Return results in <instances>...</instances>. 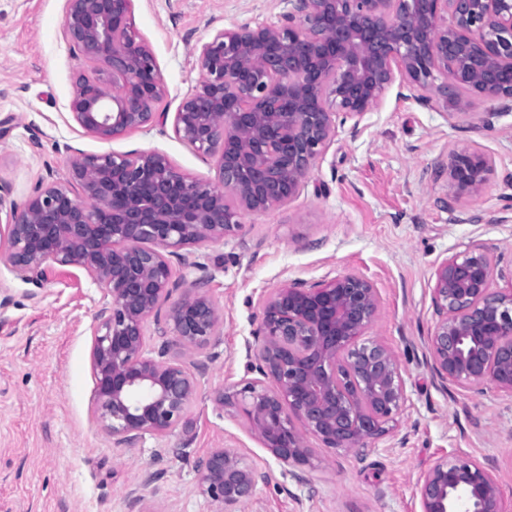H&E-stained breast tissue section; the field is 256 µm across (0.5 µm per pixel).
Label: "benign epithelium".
I'll return each mask as SVG.
<instances>
[{
	"label": "benign epithelium",
	"instance_id": "1",
	"mask_svg": "<svg viewBox=\"0 0 512 512\" xmlns=\"http://www.w3.org/2000/svg\"><path fill=\"white\" fill-rule=\"evenodd\" d=\"M275 22L247 21L194 46L204 72L174 113L175 133L218 156L221 187L175 170L159 152L82 155L64 182L10 205L0 224V263L25 281L73 267L104 288L91 352L97 419L113 447L166 437L187 420L206 371L196 358L223 317L195 281L166 311L172 339L155 354L147 327L180 283L168 256L238 234L243 211L297 198L335 140L337 122L364 115L401 79L440 111L466 113L472 99L501 103L484 125L512 112V0H285ZM64 36L87 68L69 110L104 140L164 123L167 93L151 47L134 30V0H66ZM452 209L481 196L493 159L473 144L448 150ZM81 188L83 198L69 187ZM490 249L474 242L434 266L436 322L429 365L442 384L512 398V285L494 287ZM259 345L247 376L214 395L244 412L251 433L281 467L307 484L309 439L364 461L408 407L395 351L368 330L378 293L366 277L295 280L261 302ZM178 348L173 353L172 348ZM212 512H243L267 474L237 448L196 462ZM490 461L452 455L420 477L421 512H512Z\"/></svg>",
	"mask_w": 512,
	"mask_h": 512
}]
</instances>
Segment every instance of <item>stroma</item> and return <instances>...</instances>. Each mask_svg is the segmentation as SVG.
Here are the masks:
<instances>
[{
  "label": "stroma",
  "mask_w": 512,
  "mask_h": 512,
  "mask_svg": "<svg viewBox=\"0 0 512 512\" xmlns=\"http://www.w3.org/2000/svg\"><path fill=\"white\" fill-rule=\"evenodd\" d=\"M283 0H135L137 33L152 47L176 112L203 77L192 45L220 28L273 21ZM65 0H0V184L23 202L42 183L63 180L81 154L159 152L184 175L217 183V159L196 151L172 124L102 140L73 120L69 102L82 61L63 36ZM492 102L447 118L423 91L393 84L358 129L339 127L308 187L294 202L241 215L243 229L171 257L173 276L206 292L224 317L207 347L188 424L137 448L113 447L93 408L94 317L103 288L79 270L57 267L42 285L0 264V512H211L198 487L196 460L233 446L266 465L255 512H420L415 486L437 459L493 460L512 495V399L493 390L470 398L434 380L426 338L433 328L431 274L436 262L474 241L512 266V116L485 127ZM479 142L496 162L485 194L453 211L440 208L446 178L437 169L453 144ZM480 222H470V215ZM356 272L375 284L379 314L369 336L391 346L404 368L410 408L365 462L316 449L308 472L317 489L290 485L250 433L245 419L217 409L215 391L246 374L254 359L263 294L289 280ZM163 478L145 484L147 472Z\"/></svg>",
  "instance_id": "1"
}]
</instances>
